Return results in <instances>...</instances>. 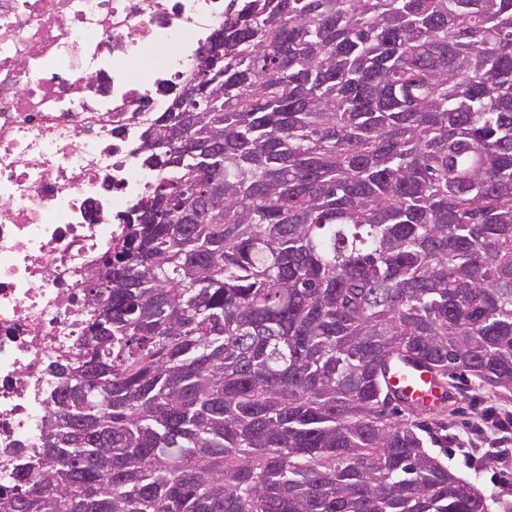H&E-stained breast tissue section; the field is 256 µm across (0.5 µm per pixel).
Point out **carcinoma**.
<instances>
[{
	"label": "carcinoma",
	"mask_w": 512,
	"mask_h": 512,
	"mask_svg": "<svg viewBox=\"0 0 512 512\" xmlns=\"http://www.w3.org/2000/svg\"><path fill=\"white\" fill-rule=\"evenodd\" d=\"M0 512H490L430 445L512 392V0H224Z\"/></svg>",
	"instance_id": "1"
}]
</instances>
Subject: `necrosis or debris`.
I'll return each instance as SVG.
<instances>
[{"instance_id":"1","label":"necrosis or debris","mask_w":512,"mask_h":512,"mask_svg":"<svg viewBox=\"0 0 512 512\" xmlns=\"http://www.w3.org/2000/svg\"><path fill=\"white\" fill-rule=\"evenodd\" d=\"M223 21V0H0V485L39 449L86 274L155 178L144 125Z\"/></svg>"}]
</instances>
